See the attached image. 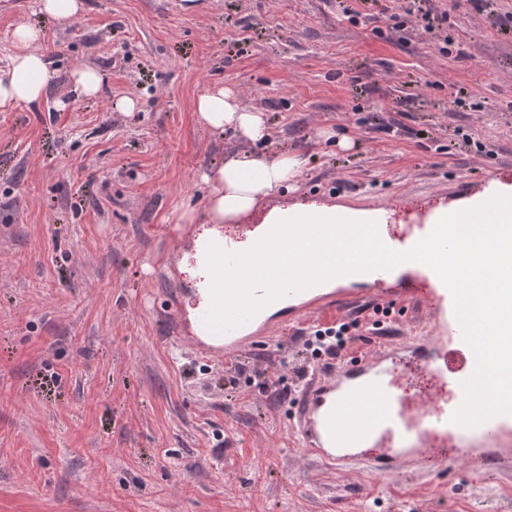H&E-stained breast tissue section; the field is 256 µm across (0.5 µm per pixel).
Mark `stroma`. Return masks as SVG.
<instances>
[{
	"label": "stroma",
	"mask_w": 512,
	"mask_h": 512,
	"mask_svg": "<svg viewBox=\"0 0 512 512\" xmlns=\"http://www.w3.org/2000/svg\"><path fill=\"white\" fill-rule=\"evenodd\" d=\"M81 3L63 23L0 0V68L28 23L50 70L39 106L0 110V512H512V460L443 439L411 471L304 454L289 419L308 322L229 384L182 336L176 270L178 213L203 210L200 174L242 146L197 118L216 87L265 113L256 153L302 159L304 200L407 224L512 176V0ZM81 64L105 73L100 96L75 95Z\"/></svg>",
	"instance_id": "35a3bbf8"
}]
</instances>
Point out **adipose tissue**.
<instances>
[{
	"label": "adipose tissue",
	"instance_id": "ef3b65f1",
	"mask_svg": "<svg viewBox=\"0 0 512 512\" xmlns=\"http://www.w3.org/2000/svg\"><path fill=\"white\" fill-rule=\"evenodd\" d=\"M42 38L39 28L22 23L13 33L14 52L5 69H0V107L36 106L44 98L50 79L49 68L38 49ZM200 121L212 132L225 131L255 144L270 135L264 113L241 104L236 94L220 87L202 94L196 101ZM303 165L293 154L255 157L232 153L223 162L210 166L201 175L208 188L203 216L190 209L182 210L178 221L193 224L203 221L205 229L193 238L180 261V269L188 273L193 284L195 314L198 305H223L224 299L214 289L220 267L215 251L224 243L223 228L228 224H244L262 219L266 224H368L372 211L331 205L318 201L288 199V192Z\"/></svg>",
	"mask_w": 512,
	"mask_h": 512
}]
</instances>
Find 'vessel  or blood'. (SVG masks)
I'll use <instances>...</instances> for the list:
<instances>
[{
  "label": "vessel or blood",
  "mask_w": 512,
  "mask_h": 512,
  "mask_svg": "<svg viewBox=\"0 0 512 512\" xmlns=\"http://www.w3.org/2000/svg\"><path fill=\"white\" fill-rule=\"evenodd\" d=\"M376 223L381 240L397 251L410 249L435 225L434 219L424 213L401 226L392 224L386 214ZM365 279L377 302L399 304L411 311L418 309L419 301L410 283L417 279L428 282L434 304L426 333L401 343L384 342L361 357L333 359L324 366L321 377L303 386L290 425L304 452L332 469L363 464L389 471L410 465L432 447L433 438L424 427L426 419H434L445 431L458 432V425L451 423L450 417L463 402L462 384L474 371L475 355L463 340L450 292L430 268L405 262L390 270L366 272ZM359 299L358 289L329 280L280 298L279 313L298 319L316 318ZM207 328L205 314H198L193 345L229 365L253 351L256 333L271 334L275 325L263 309L246 323L222 331L216 341L203 340ZM401 352L409 353L429 372L448 381L454 390L452 398L412 399L400 395L390 379L389 365ZM467 433L480 447L511 446L512 415L495 416L468 428ZM370 448L379 449V456L367 457Z\"/></svg>",
  "instance_id": "b4317fda"
}]
</instances>
